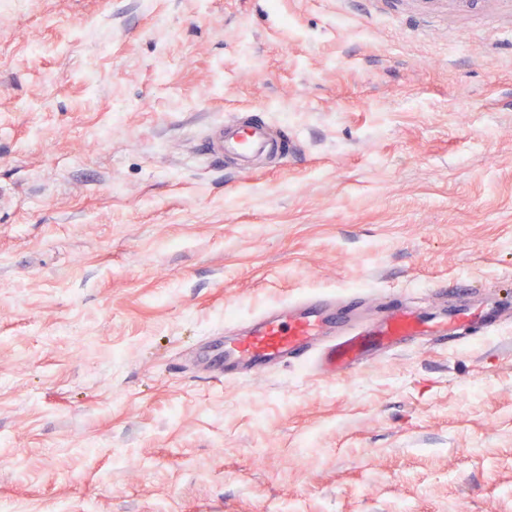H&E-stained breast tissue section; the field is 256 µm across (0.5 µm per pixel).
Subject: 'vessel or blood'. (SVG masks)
Wrapping results in <instances>:
<instances>
[{"instance_id": "1", "label": "vessel or blood", "mask_w": 512, "mask_h": 512, "mask_svg": "<svg viewBox=\"0 0 512 512\" xmlns=\"http://www.w3.org/2000/svg\"><path fill=\"white\" fill-rule=\"evenodd\" d=\"M203 149L225 167L246 174L262 161L285 165L294 155V140L286 126L247 111L216 125ZM478 294V287L468 282L434 289L422 304L365 291L309 294L266 306L244 318L242 326L215 329L191 360L218 384L248 382L285 364L326 380L348 378L371 357L418 348L429 339L453 348L464 338L489 336L512 321V307L496 302L480 321H468L466 311Z\"/></svg>"}]
</instances>
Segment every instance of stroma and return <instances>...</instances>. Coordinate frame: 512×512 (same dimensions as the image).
<instances>
[{
  "label": "stroma",
  "mask_w": 512,
  "mask_h": 512,
  "mask_svg": "<svg viewBox=\"0 0 512 512\" xmlns=\"http://www.w3.org/2000/svg\"><path fill=\"white\" fill-rule=\"evenodd\" d=\"M259 107L291 164L195 151ZM461 280L512 300V0L0 15V512H512V325L334 383L184 365L271 304Z\"/></svg>",
  "instance_id": "35a3bbf8"
}]
</instances>
